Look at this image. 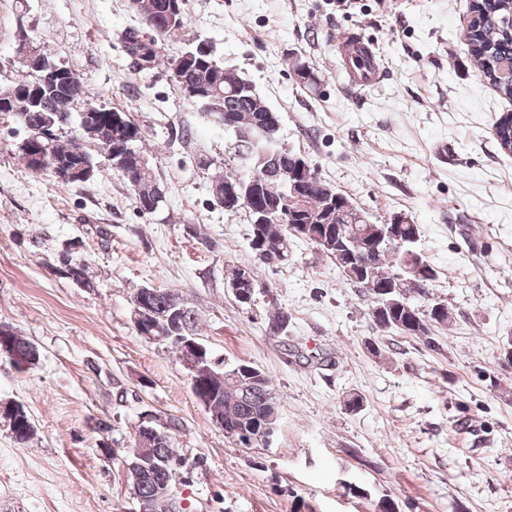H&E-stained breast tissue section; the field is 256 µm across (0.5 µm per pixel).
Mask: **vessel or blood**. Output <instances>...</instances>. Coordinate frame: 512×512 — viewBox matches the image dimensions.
Returning <instances> with one entry per match:
<instances>
[{"instance_id": "b4317fda", "label": "vessel or blood", "mask_w": 512, "mask_h": 512, "mask_svg": "<svg viewBox=\"0 0 512 512\" xmlns=\"http://www.w3.org/2000/svg\"><path fill=\"white\" fill-rule=\"evenodd\" d=\"M336 56L340 75L353 90L371 88L380 84L384 69L375 45L358 32L341 33L336 41Z\"/></svg>"}]
</instances>
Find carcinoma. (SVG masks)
Listing matches in <instances>:
<instances>
[{"mask_svg": "<svg viewBox=\"0 0 512 512\" xmlns=\"http://www.w3.org/2000/svg\"><path fill=\"white\" fill-rule=\"evenodd\" d=\"M132 6L142 14L145 23L155 20L158 31L148 40L140 38L133 31L127 34L128 50L137 56L149 59L157 58V52L165 43L182 40L190 22L185 11V0H130ZM472 12L475 13L469 25L468 42L472 44V56L479 76L493 86L497 92L512 99V83L500 80L499 70L503 62L512 60V0H473ZM63 80L60 86L43 90L42 106L33 112L23 111L24 104L18 103L19 110L13 117L25 130V138H36L39 148L52 160L65 164L82 161L93 172L99 169H111L121 173L130 189L135 183L151 192L160 191L155 167L149 156L136 147L142 140L140 129L130 120L127 113L108 109L92 100L91 94L77 73L64 66ZM290 70L302 79V84L311 86L317 77L308 64L297 57L291 60ZM197 80L205 91V96L194 99L202 105L205 99H213L217 111L230 116L239 126L249 131V138L243 145L235 143L229 131H224L225 152L230 159L224 160V172L212 176V190H223L224 184L233 179L243 178V169L239 161V149H244L253 161L248 172L252 176L265 168L285 169L288 167L289 154H278L275 141L279 140V127L262 131L260 122L269 116V112L259 109L266 100L257 92L253 84L237 70L227 69L216 55L202 59L195 68ZM312 186L305 201V214L299 222L308 224L323 236L336 225L344 223L342 211L327 210L325 198L319 184L322 180L309 173ZM288 194V183L281 178H266L260 184L256 199L245 207L249 215L259 206L274 208V203H282ZM262 236L269 250L265 263H277L288 260L291 245L297 236L288 231V221L279 218V213L270 214L266 224L251 225L250 242ZM420 227L417 224H405L400 229V240L385 241L379 252L373 254L368 265L366 277L359 278L355 270L336 258V250H324L326 256L336 266L338 273L356 287L363 289L372 304L371 315L376 325L383 331H396L424 339L432 344V328L450 322L448 307L440 301H429L433 295L437 272L428 259L417 248ZM66 273L81 287L89 290L94 283L87 274L86 265L62 253ZM430 302L427 312H416L414 300ZM147 302L158 314H163L170 306L179 311V330L182 336L197 335L199 317L195 310L187 306L179 293L173 290L152 289ZM288 312L276 311L268 321L269 334L276 336L288 327ZM0 337L10 340L13 354L32 364L39 362L38 347L29 340L14 333L12 329L0 324ZM257 372L262 375L261 383L249 385L238 399L225 394L216 395L213 406L224 410V422L238 427L259 421L266 404L272 400L274 388L270 378L262 370L248 364L240 365L238 373ZM30 417L26 411L9 418L10 429L19 443H26L33 431L29 425ZM179 429L174 420L165 422V436L156 447L159 456L175 461L181 460L178 450L170 446L172 434Z\"/></svg>", "mask_w": 512, "mask_h": 512, "instance_id": "1", "label": "carcinoma"}]
</instances>
